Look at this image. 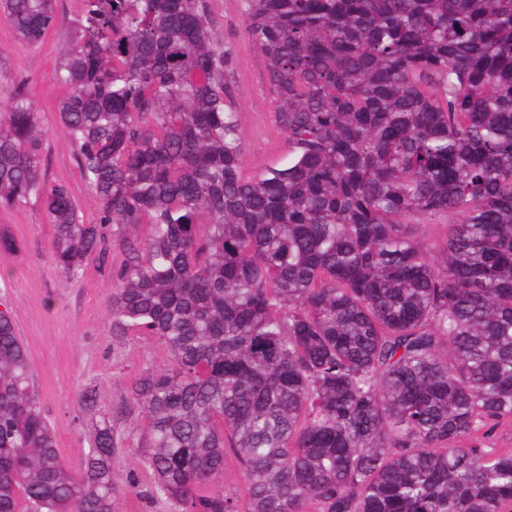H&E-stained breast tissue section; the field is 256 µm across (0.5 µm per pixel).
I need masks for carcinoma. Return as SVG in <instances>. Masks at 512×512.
<instances>
[{
	"mask_svg": "<svg viewBox=\"0 0 512 512\" xmlns=\"http://www.w3.org/2000/svg\"><path fill=\"white\" fill-rule=\"evenodd\" d=\"M244 5L287 164L243 175L210 0H80L57 122L96 221L46 180L21 90L0 207L41 205L67 278L122 253L107 314L167 354L132 399L182 512H512V0ZM0 16L31 45L58 23L56 0ZM121 445L104 414L65 464L0 310V512H115Z\"/></svg>",
	"mask_w": 512,
	"mask_h": 512,
	"instance_id": "cac0c4a2",
	"label": "carcinoma"
}]
</instances>
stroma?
Wrapping results in <instances>:
<instances>
[{"label": "stroma", "instance_id": "1", "mask_svg": "<svg viewBox=\"0 0 512 512\" xmlns=\"http://www.w3.org/2000/svg\"><path fill=\"white\" fill-rule=\"evenodd\" d=\"M63 21L31 46L19 40L9 24L0 19V106L15 90L32 100L47 131L44 165L50 181L68 186L79 202L86 221L97 217V203L81 178L73 154L57 128L59 102L71 88L54 78L62 47L69 36L77 0H58ZM215 31L225 46L237 48L228 81L239 116L244 145L242 167L252 175L285 164L288 146L278 129L268 89L266 62L256 50L242 46V0H211ZM10 235L17 249L0 252V302L16 317L17 332L33 365L41 407L50 422L65 463L83 469L90 450V436L102 414H110L124 434L118 457L120 482L134 481L135 489L124 494L118 512H179L177 503L151 494L153 476L136 447L131 432L133 417L128 398L136 376L163 363V348L149 336H116L106 318L112 293L109 265L90 259L77 277L61 276L50 250L54 227L39 206L0 208V232ZM98 391L92 410L80 411L77 401L86 383Z\"/></svg>", "mask_w": 512, "mask_h": 512}]
</instances>
